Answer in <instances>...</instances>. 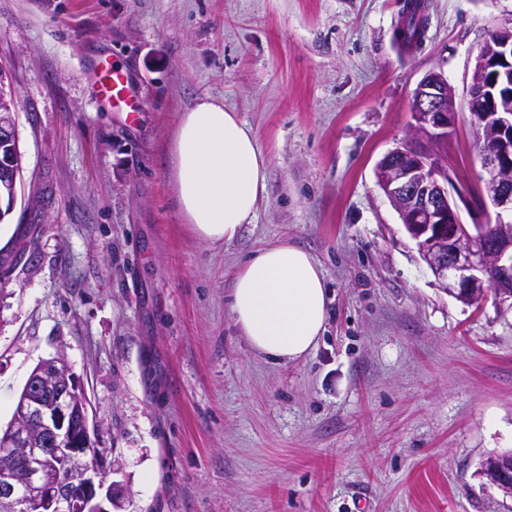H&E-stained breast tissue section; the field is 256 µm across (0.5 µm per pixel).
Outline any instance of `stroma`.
<instances>
[{
    "label": "stroma",
    "mask_w": 512,
    "mask_h": 512,
    "mask_svg": "<svg viewBox=\"0 0 512 512\" xmlns=\"http://www.w3.org/2000/svg\"><path fill=\"white\" fill-rule=\"evenodd\" d=\"M0 0L19 98L21 197L0 222V427L33 368L64 354L89 402L112 512H512L479 474L512 450V312L442 289L375 165L414 123L430 71L454 88L464 190L485 172L466 105L512 0ZM126 69L137 121L100 98ZM237 112L269 161L254 223L200 241L174 204L182 112ZM294 244L324 275L325 330L294 361L233 321L256 248ZM422 1H408L398 26V40L410 48L418 45L427 25V16L423 13Z\"/></svg>",
    "instance_id": "35a3bbf8"
}]
</instances>
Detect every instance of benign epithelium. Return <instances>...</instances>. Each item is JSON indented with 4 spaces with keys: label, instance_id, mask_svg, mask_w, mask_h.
<instances>
[{
    "label": "benign epithelium",
    "instance_id": "7a95c632",
    "mask_svg": "<svg viewBox=\"0 0 512 512\" xmlns=\"http://www.w3.org/2000/svg\"><path fill=\"white\" fill-rule=\"evenodd\" d=\"M466 102L486 172L476 197L451 192L441 149L455 122V92L438 71L417 84L411 141L377 162L376 183L445 290L477 307L492 292L512 311V220L502 218L512 213V26L498 29L477 55ZM16 112L0 111V208L15 204L22 170ZM490 205L496 219L489 226ZM464 209L473 223H463ZM481 476L500 491L512 487V457ZM105 479L93 454L88 401L64 357L43 361L0 437V503L13 512H111L112 491L99 494Z\"/></svg>",
    "mask_w": 512,
    "mask_h": 512
}]
</instances>
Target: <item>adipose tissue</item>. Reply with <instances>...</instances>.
<instances>
[{
  "label": "adipose tissue",
  "instance_id": "1",
  "mask_svg": "<svg viewBox=\"0 0 512 512\" xmlns=\"http://www.w3.org/2000/svg\"><path fill=\"white\" fill-rule=\"evenodd\" d=\"M179 214L205 242L230 243L254 223L268 160L237 112L203 98L180 116L170 150ZM234 322L258 354L295 360L325 329L324 276L305 250L268 244L251 253L232 288Z\"/></svg>",
  "mask_w": 512,
  "mask_h": 512
}]
</instances>
